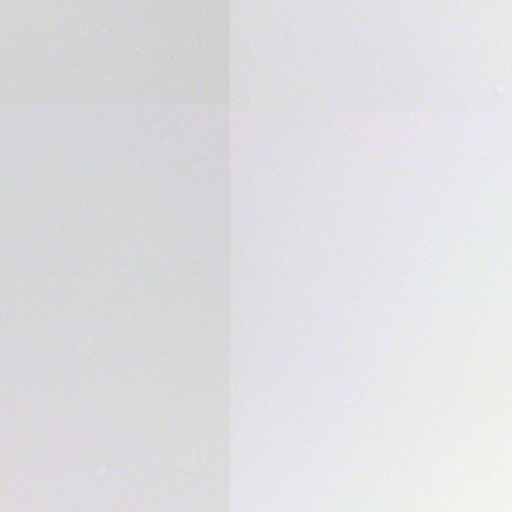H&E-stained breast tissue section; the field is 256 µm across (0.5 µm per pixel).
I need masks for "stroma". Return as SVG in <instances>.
<instances>
[{"mask_svg":"<svg viewBox=\"0 0 512 512\" xmlns=\"http://www.w3.org/2000/svg\"><path fill=\"white\" fill-rule=\"evenodd\" d=\"M224 0H152L122 11L64 0L62 22L0 0V82L28 70L23 93L85 98L55 112H0L11 144L0 178V301L22 327L0 332V493L24 473L57 494L13 498L12 512H224V360L220 170L186 167L217 153L213 112H116L125 93L204 99L224 85ZM484 0H240L241 180L249 210L243 290L240 512H278L282 471L318 482L288 512H325L352 469L338 463L373 404L365 387L415 333L419 288L491 266L478 244L512 237V111L482 109L504 87L484 43L512 24ZM145 51H132L135 41ZM446 88L469 112H422L383 128L372 96ZM497 159L471 170V137ZM97 161L84 162L87 143ZM96 184L78 196L74 160ZM37 195L41 220L21 206ZM473 212L469 237L449 215ZM415 224L434 233L415 241ZM125 268L131 279L113 283Z\"/></svg>","mask_w":512,"mask_h":512,"instance_id":"1","label":"stroma"}]
</instances>
